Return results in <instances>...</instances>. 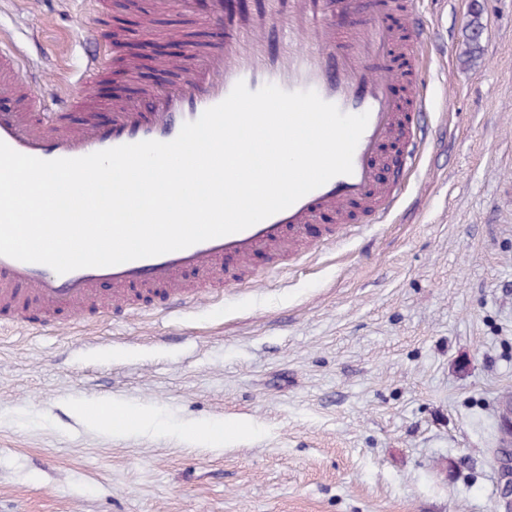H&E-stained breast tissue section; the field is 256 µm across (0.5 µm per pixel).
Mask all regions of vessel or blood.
<instances>
[{"label": "vessel or blood", "instance_id": "vessel-or-blood-1", "mask_svg": "<svg viewBox=\"0 0 512 512\" xmlns=\"http://www.w3.org/2000/svg\"><path fill=\"white\" fill-rule=\"evenodd\" d=\"M188 6L207 37L177 54L129 50L125 32L105 25L87 34L94 50L81 81L89 93L59 98L49 113L33 111L21 79L23 59L1 50L0 99L12 108L0 112V141L42 160L169 142L241 81L252 91L268 84L312 90L341 112L368 114L352 173L245 230L154 257L59 274L0 255V318L59 312L78 321L92 310H122L134 298L193 307L223 286L222 261L244 264L261 255L276 267L322 217L344 222L355 212L375 224L388 215L397 188L413 172L424 111L429 35L413 0L399 8L393 0H189ZM113 68L129 72L134 84L117 88L112 117L103 121L91 93ZM399 82L405 95L394 91ZM384 166L391 182L379 180ZM103 283L111 295L97 294Z\"/></svg>", "mask_w": 512, "mask_h": 512}]
</instances>
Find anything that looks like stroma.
I'll use <instances>...</instances> for the list:
<instances>
[{
    "instance_id": "obj_1",
    "label": "stroma",
    "mask_w": 512,
    "mask_h": 512,
    "mask_svg": "<svg viewBox=\"0 0 512 512\" xmlns=\"http://www.w3.org/2000/svg\"><path fill=\"white\" fill-rule=\"evenodd\" d=\"M418 2L428 139L386 223L312 227L205 306L0 321V512H505L512 0ZM96 23L89 0H0L48 102L82 95ZM172 29L204 33L179 0L161 49ZM116 403L150 423L88 419Z\"/></svg>"
}]
</instances>
